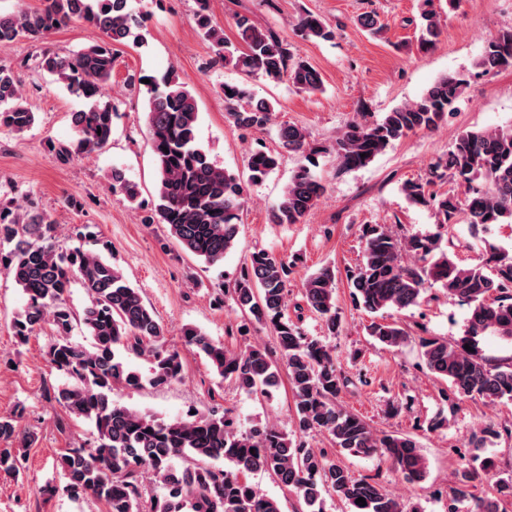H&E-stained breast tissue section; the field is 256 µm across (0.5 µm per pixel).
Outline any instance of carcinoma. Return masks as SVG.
<instances>
[{
    "mask_svg": "<svg viewBox=\"0 0 512 512\" xmlns=\"http://www.w3.org/2000/svg\"><path fill=\"white\" fill-rule=\"evenodd\" d=\"M195 3L196 27L215 61L247 77L260 75L270 83L286 80L300 92L322 90L320 73L279 33L239 15L236 47L213 23L210 0ZM72 21L94 27L101 40L73 55L44 50L40 56L42 71L88 102L86 109L71 113L69 141L47 142L48 152L61 164L110 144L116 107L109 101L107 86L116 61L114 45L130 42L138 47L145 42L141 16L132 11L129 0H41L34 9L0 14V43L26 39L39 44ZM418 27L419 47L432 48L441 33V15L433 0H423ZM297 29L313 41L336 36L331 25L312 12L299 17ZM476 67L484 73L512 68V29L485 41ZM468 87L465 75H445L379 120L358 116L336 137V161L347 171L368 166L409 135L435 128ZM224 90L228 122L242 130L267 128L274 111L271 102L254 97L244 84L227 83ZM147 93L157 204L146 223L165 225L187 253L210 266L220 264L237 242L244 186L199 145L198 104L186 82L170 70L159 79L150 78ZM35 120L20 81L11 68L0 65V127L22 134ZM277 136L281 148L298 156L300 163L272 205L270 221L299 224L324 193L310 168L317 149L307 131L295 124L280 126ZM279 160L278 153L253 150L247 159L249 182H263ZM110 180L114 192L138 203L137 183L115 168ZM448 181L464 188V193L453 188L441 194L432 191L435 184ZM401 191L411 204L434 210L436 232L421 235L386 224L361 225L363 261L346 273L353 297L374 314L417 306L426 289L439 286L448 299L467 305L469 313L460 338L419 339L426 370L449 383L454 400L512 401V358L506 362L490 358L480 347L483 336L512 340V248L487 238L492 226L512 224V128L459 134L448 153L431 163L426 177L405 181ZM458 224L469 225L472 236L483 244L470 263L456 255L451 233ZM105 250V246L96 251L81 246L64 250L57 244L55 222L36 205L29 204L21 216L0 202V268L26 296L24 307L12 319L13 335L22 345L36 329L48 323L54 326L47 357L66 378L54 398L69 415L92 422L97 432L95 446L64 448L57 456L63 491L71 498L91 496L103 502L106 512H281L277 499L259 493L249 481L250 474L264 471L303 502L304 512H323L327 496L343 502L348 512H420L416 507L404 509L379 482L354 476L323 449L293 440L274 424L257 423L244 430L229 408L220 415L188 413L164 420L114 401L115 388L165 385L181 374L183 364L180 352L165 346L164 326L154 310ZM288 268L284 258L255 250L231 296L243 315L269 327L276 338L294 399V434L323 433L334 447L350 455H378L407 481H424L428 466L414 437L379 435L339 403L349 378L336 366L330 346L303 333L299 321L288 316ZM75 280L91 298L79 316L65 299ZM336 284V270L329 265L302 284L307 309L321 320L325 336L337 335L340 327ZM76 321L91 337V347L70 338ZM365 330L388 349L409 339V332L395 322L374 319ZM182 336L186 346L203 354L236 389L272 396L279 366L266 348L235 352L194 327L184 328ZM131 352L150 361L148 376L128 367ZM23 412L21 408L10 417H0V440L15 444L0 449V471L18 472L35 442L34 435L20 425ZM503 436L512 439V423L489 421L475 434V443L482 447ZM484 476L495 478V495L476 500L470 512H499V501L512 499V471L492 457L474 456L450 488L448 512H459L458 505L474 498L473 482ZM148 480L160 492H150L145 487ZM360 497L366 505L356 503Z\"/></svg>",
    "mask_w": 512,
    "mask_h": 512,
    "instance_id": "1",
    "label": "carcinoma"
}]
</instances>
